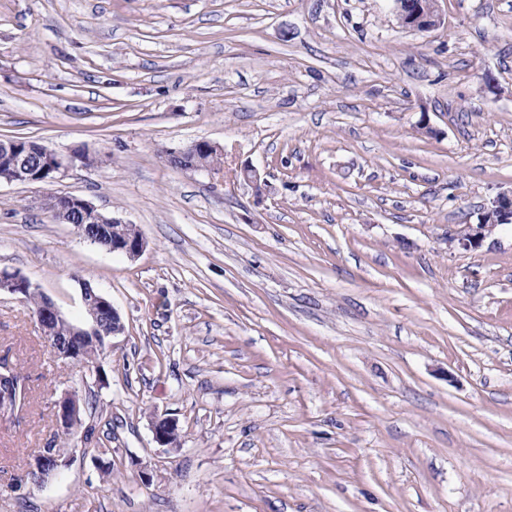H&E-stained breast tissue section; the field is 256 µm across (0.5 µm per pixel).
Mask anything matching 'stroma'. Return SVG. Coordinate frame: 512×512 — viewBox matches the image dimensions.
I'll return each mask as SVG.
<instances>
[{
  "instance_id": "1",
  "label": "stroma",
  "mask_w": 512,
  "mask_h": 512,
  "mask_svg": "<svg viewBox=\"0 0 512 512\" xmlns=\"http://www.w3.org/2000/svg\"><path fill=\"white\" fill-rule=\"evenodd\" d=\"M0 0V140L75 163L0 181V270L124 324L82 380L0 296L32 404L0 416V512H512V0ZM224 149L212 174L167 151ZM268 185L256 191L244 166ZM135 224L136 258L35 204ZM79 388L89 440L23 475ZM179 421L177 447L151 421ZM438 0H394L399 23L405 29L425 31L439 24ZM501 224H512V190L493 199L482 214L479 224H463L453 241H457L465 250L476 249ZM69 461L67 452L64 448H47V451L42 453L38 461L32 462V469L41 476V482L46 479V473L51 468L49 478L42 484V486L54 476L61 465H66Z\"/></svg>"
}]
</instances>
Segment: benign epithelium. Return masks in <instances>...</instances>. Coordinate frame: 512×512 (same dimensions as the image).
<instances>
[{
	"label": "benign epithelium",
	"instance_id": "7a95c632",
	"mask_svg": "<svg viewBox=\"0 0 512 512\" xmlns=\"http://www.w3.org/2000/svg\"><path fill=\"white\" fill-rule=\"evenodd\" d=\"M438 0H394L395 12L402 27L412 31H425L439 24ZM202 153L223 155V148L209 141L195 142L181 150L167 152L170 157L196 158ZM0 159L7 162L10 175L8 183H51L66 175L69 164L56 152L34 142L13 139L0 140ZM53 220L60 224H73L87 242L109 253L137 257L145 248L146 241L140 229L118 217L98 211L88 200L78 195L58 196V207ZM512 224V191L499 194L482 214L477 224H464L451 240L465 249H476L490 236L497 226ZM8 293L20 302L36 294L40 298L34 313L50 348L57 358L76 367L87 366L98 353L99 331L102 324L109 325L107 335L113 337L123 332L120 314L112 302L99 291L84 285L82 303L86 319L82 323L71 321L43 292L36 289L24 276L16 272L0 270V294ZM84 402L79 391L65 392L57 402V421L63 431L76 430L82 425ZM154 440L161 446L171 445L178 434V423L169 417L152 422ZM67 452L63 448H49L39 460L32 462V469L41 479L55 475L59 467L67 464Z\"/></svg>",
	"mask_w": 512,
	"mask_h": 512
}]
</instances>
